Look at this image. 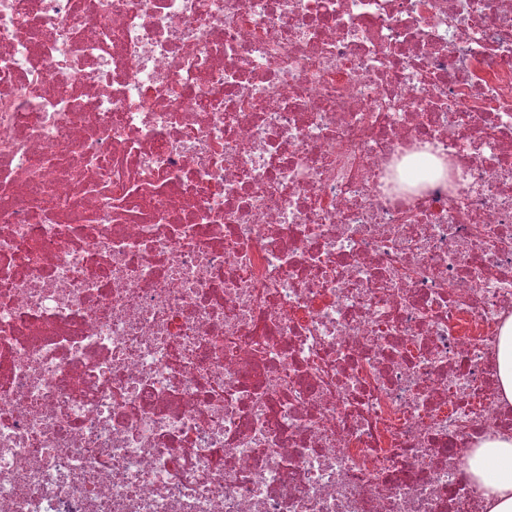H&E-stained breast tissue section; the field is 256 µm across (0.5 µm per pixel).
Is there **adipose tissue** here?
<instances>
[{"mask_svg": "<svg viewBox=\"0 0 512 512\" xmlns=\"http://www.w3.org/2000/svg\"><path fill=\"white\" fill-rule=\"evenodd\" d=\"M468 471L484 489L489 512H512V436L481 446Z\"/></svg>", "mask_w": 512, "mask_h": 512, "instance_id": "obj_1", "label": "adipose tissue"}]
</instances>
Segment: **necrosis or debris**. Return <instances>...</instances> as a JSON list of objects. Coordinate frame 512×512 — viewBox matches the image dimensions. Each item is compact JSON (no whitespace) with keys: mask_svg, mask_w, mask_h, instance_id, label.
I'll list each match as a JSON object with an SVG mask.
<instances>
[{"mask_svg":"<svg viewBox=\"0 0 512 512\" xmlns=\"http://www.w3.org/2000/svg\"><path fill=\"white\" fill-rule=\"evenodd\" d=\"M511 314L512 0H0V512H488ZM496 359L502 394L508 403H512V316L504 322Z\"/></svg>","mask_w":512,"mask_h":512,"instance_id":"obj_1","label":"necrosis or debris"}]
</instances>
